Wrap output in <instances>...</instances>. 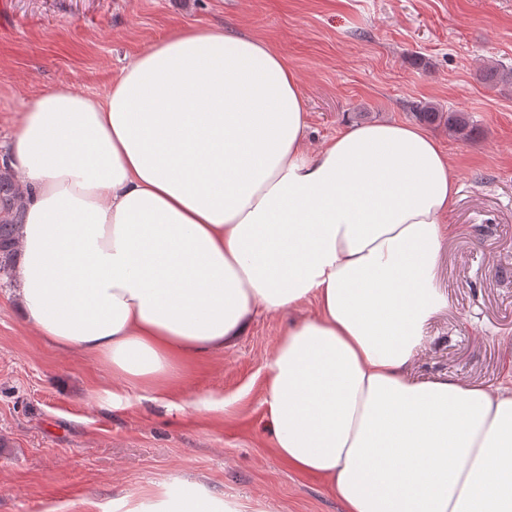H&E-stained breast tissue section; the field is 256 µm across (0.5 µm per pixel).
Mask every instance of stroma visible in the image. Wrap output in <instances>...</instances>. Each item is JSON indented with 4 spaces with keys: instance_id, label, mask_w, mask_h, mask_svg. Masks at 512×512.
Wrapping results in <instances>:
<instances>
[{
    "instance_id": "obj_1",
    "label": "stroma",
    "mask_w": 512,
    "mask_h": 512,
    "mask_svg": "<svg viewBox=\"0 0 512 512\" xmlns=\"http://www.w3.org/2000/svg\"><path fill=\"white\" fill-rule=\"evenodd\" d=\"M0 143L31 99L61 84L107 95L122 66L173 31H244L302 85L309 149L348 128L412 123L430 102L473 132L429 125L459 184L435 285L448 305L411 366L494 388L512 368V0H0ZM313 306L256 317L224 351L186 363L171 401L62 352L21 318L0 281V512H126L196 484L235 512H344L325 481L272 450L266 364Z\"/></svg>"
}]
</instances>
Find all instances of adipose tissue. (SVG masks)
I'll list each match as a JSON object with an SVG mask.
<instances>
[{"label":"adipose tissue","instance_id":"1","mask_svg":"<svg viewBox=\"0 0 512 512\" xmlns=\"http://www.w3.org/2000/svg\"><path fill=\"white\" fill-rule=\"evenodd\" d=\"M284 56L245 32H173L106 98L28 102L9 165L27 194L24 321L160 398L256 311L313 305L267 364L275 454L345 512H512V385L406 373L457 189L421 128L356 126L309 150ZM167 487L132 512H226Z\"/></svg>","mask_w":512,"mask_h":512}]
</instances>
